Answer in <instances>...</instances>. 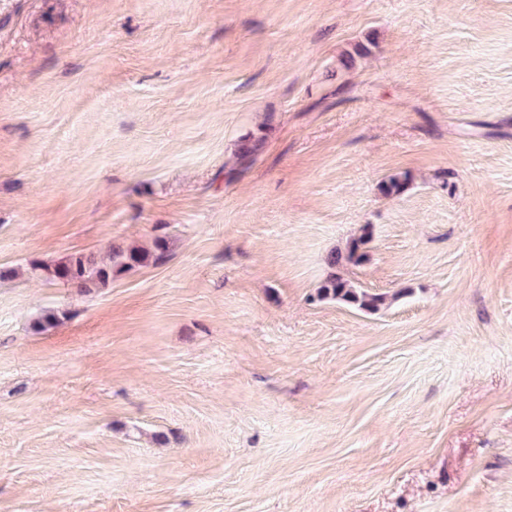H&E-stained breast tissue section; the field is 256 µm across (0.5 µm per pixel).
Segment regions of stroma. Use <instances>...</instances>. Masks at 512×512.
I'll use <instances>...</instances> for the list:
<instances>
[{
	"instance_id": "stroma-1",
	"label": "stroma",
	"mask_w": 512,
	"mask_h": 512,
	"mask_svg": "<svg viewBox=\"0 0 512 512\" xmlns=\"http://www.w3.org/2000/svg\"><path fill=\"white\" fill-rule=\"evenodd\" d=\"M0 512H512V0H0ZM369 235L368 229L364 228L363 233L349 243L345 254L342 252H336L330 255L328 265L331 268L337 269L343 261L354 265L360 264L365 258V253L362 251V247L367 243ZM169 246L165 237H156L151 250L137 247H114L109 261L98 263L82 253L69 255L53 267H33L42 270L48 279L69 284L80 290L91 291L106 287L112 278L137 266L159 263L167 256ZM317 295L320 299L341 300L367 311L379 310L386 302V296L357 288L337 272H332L327 276L322 286L318 288Z\"/></svg>"
}]
</instances>
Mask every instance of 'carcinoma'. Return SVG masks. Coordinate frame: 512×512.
Wrapping results in <instances>:
<instances>
[{"label": "carcinoma", "instance_id": "obj_1", "mask_svg": "<svg viewBox=\"0 0 512 512\" xmlns=\"http://www.w3.org/2000/svg\"><path fill=\"white\" fill-rule=\"evenodd\" d=\"M265 136L253 133L244 135L239 142L237 155L242 162L251 160L263 147ZM369 238L368 229L353 239L346 252H336L330 255L328 265L332 268L339 267L348 262L354 265L360 264L365 258L362 247ZM169 246L164 237H157L153 241L152 249L137 247H115L112 249L109 261L98 263L92 257L82 253L72 254L52 267H44L48 279L69 284L80 290L91 291L95 288H104L112 278L129 271L137 266L149 263H159L167 256ZM317 295L321 299L333 298L346 303L354 304L367 311H376L386 302V296L371 293L356 287L351 281L340 274L332 272L318 288Z\"/></svg>", "mask_w": 512, "mask_h": 512}]
</instances>
